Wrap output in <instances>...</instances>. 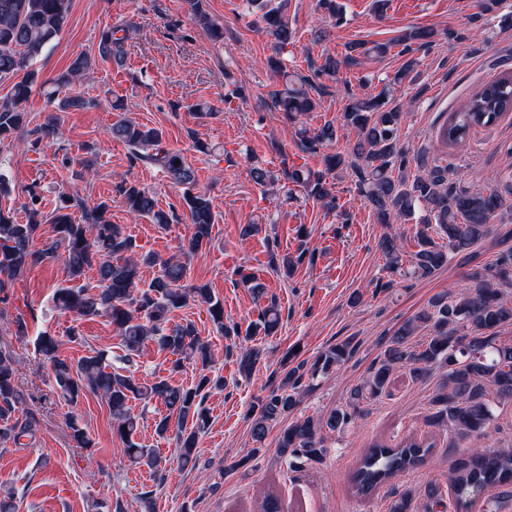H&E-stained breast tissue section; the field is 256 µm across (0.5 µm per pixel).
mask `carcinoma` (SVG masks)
<instances>
[{
    "instance_id": "1",
    "label": "carcinoma",
    "mask_w": 512,
    "mask_h": 512,
    "mask_svg": "<svg viewBox=\"0 0 512 512\" xmlns=\"http://www.w3.org/2000/svg\"><path fill=\"white\" fill-rule=\"evenodd\" d=\"M260 12L263 32L276 49L292 42L293 31L278 7L265 0H251ZM195 23L206 29L211 38L224 40V28L216 24L208 12L206 0H184ZM72 0H0V80H13L9 95L0 100V143L12 138L27 122L26 107L37 73L33 60L62 32L69 17ZM434 31L412 28L395 42L406 50L411 45L430 43ZM128 32L120 26L107 27L100 33L98 56L81 54L68 70L58 77V83L69 85L81 80L96 66L97 60L122 62ZM392 43L368 47L361 42L350 44L343 56L325 57L316 76L334 77L342 69H354L369 57H382ZM310 78L300 76L295 81L274 86L269 95L274 105L290 119L316 108L309 93ZM89 105L83 97L70 95L61 99L55 111L80 110ZM512 111V78L498 77L485 82L471 96L465 109L449 115L438 130L442 146L461 144L473 130L496 124L500 117ZM402 112L390 103V90L353 97L342 112L343 126L356 131L357 139L344 152L326 157L329 171L351 167L359 177V192L380 224H392L397 219H410L416 207L426 211L417 231V250L411 260L405 259L402 246L391 236L381 241L387 268L402 277H428L448 264L452 254L468 257L473 246L512 224V212L504 208V195H512V171L504 174L502 188L481 191L465 185L460 174L449 167L435 165L423 175L408 180L404 170L407 153L399 142ZM112 139L124 143L140 160L169 174L173 185L181 191L193 233L182 255L187 257L209 242L214 214L211 202L196 193L197 176L183 155L163 143V133L125 118H119L110 128ZM336 139V128L327 124L314 132L301 131L300 148L315 153L325 143ZM282 175L302 186L317 200L335 202L334 184L324 175L304 167L282 169ZM121 195L128 210L166 227L175 215L158 208L149 191L129 184ZM36 193L29 192L26 204L29 219L19 224L11 211L0 208V293L8 282L46 261L64 256L68 277L76 279L89 269L96 270L94 291L85 288H59L55 301L59 308L80 317H105L118 330L125 359L130 361L146 342L174 356L172 370L179 371L184 363L193 362L206 369L212 362L209 346L196 335L189 324L171 323V314L184 307L190 298L198 297L208 306L214 325L224 329V305L204 288L188 289L183 285L186 264L178 257L163 259L156 254L137 251L133 239L121 225L106 217L110 206L100 202L86 210L84 223L74 222L73 214L64 205L43 218L37 208ZM53 224L55 237L35 247L42 221ZM160 267V275L143 284L140 269ZM467 289L455 294L439 295L425 309L401 324L387 339L383 358L371 367L367 377L353 392L349 405L336 408L328 416L315 421L299 418L284 428L278 438L279 452L299 464L319 463L326 453L322 431L342 432L353 420V410L366 396L376 397L389 384L393 372L410 367L419 378L433 368L446 370L444 384L431 398L430 419L448 428L458 441L485 438L495 421L494 408L512 403V344L497 342L499 328L512 324V300L506 290L512 288V250L498 258L495 266H473L467 274ZM281 323L275 304L263 308L258 322L245 330V336L274 333ZM423 328L430 329L427 340L413 347L409 338ZM357 343L350 337L322 352L312 364L302 360L286 362L281 385L266 398L253 415L251 435L262 441L269 422L291 413L299 403V393L305 375L327 374L348 362ZM12 354L0 348V443L25 448L24 439H32L36 418L25 406L17 386ZM56 383L61 395L69 402L90 392L104 399L112 413L113 427L126 441L129 458L155 465V449L142 448L133 441L140 428V416L131 412L129 402L152 400L161 402L177 415V460L186 466L198 465L196 454L199 434L208 424L204 406V388L210 378L204 375L193 388L174 386L166 380L150 385H138L126 375L110 372L104 354L95 351L73 365L63 359H53ZM432 443L414 436L394 447L376 444L369 448L353 475L356 492L367 496L398 474L424 464ZM448 487L457 505L464 507L485 498L486 512H501L503 504L512 500V449L481 451L470 448L467 458L457 463L448 476ZM425 501L417 503L414 492L404 490L392 500L388 512H415L423 508L430 512L444 505L442 486L428 483Z\"/></svg>"
}]
</instances>
